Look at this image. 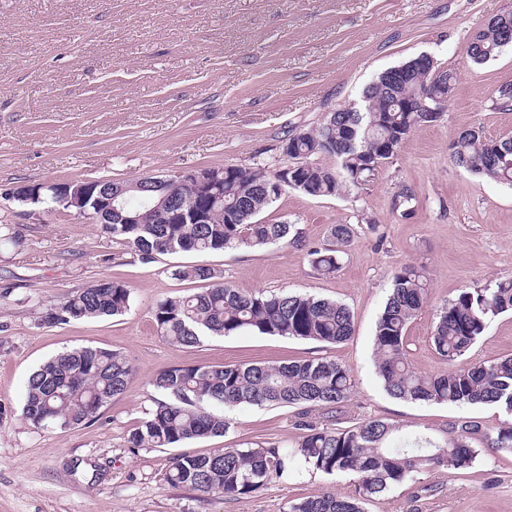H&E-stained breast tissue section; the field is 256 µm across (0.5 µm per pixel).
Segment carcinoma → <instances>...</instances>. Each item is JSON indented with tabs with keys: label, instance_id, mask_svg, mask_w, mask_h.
Masks as SVG:
<instances>
[{
	"label": "carcinoma",
	"instance_id": "1",
	"mask_svg": "<svg viewBox=\"0 0 512 512\" xmlns=\"http://www.w3.org/2000/svg\"><path fill=\"white\" fill-rule=\"evenodd\" d=\"M512 45V10L494 18L467 45V56L485 63ZM460 73L441 67L434 79L393 85L380 74L363 91L360 102L330 112L312 130L299 129L281 140L288 164L274 173L259 167H224L223 198L207 201L186 181L148 188L139 180L113 184L118 211L107 214L103 231L123 243L142 261L157 254L192 251L208 254L226 249H260L284 239L299 241L294 225L268 223L260 215L282 194L281 184L311 197H335L346 184L358 186L395 157L415 129L441 119ZM425 92L438 112H417L409 100ZM336 159L332 169L316 162ZM450 158L465 171L512 186V136L488 139L478 129L459 132ZM59 184H20L13 200L25 205L59 203ZM170 194L177 205L162 204ZM198 212L204 223L188 224L183 214ZM331 244L309 250L317 275L331 277L351 242V229L334 224ZM182 280H203L208 288L159 302L153 312L158 335L195 346L210 335L242 331L293 337L336 345L353 333L350 309L337 301L306 294H266L224 281L206 265L175 270ZM429 273L408 263L393 275L392 291L375 328L374 350L379 377L392 397L404 401L492 405L512 417V356L460 367L457 362L484 335L489 321L512 312V278L484 288H463L444 304L432 331L436 353L448 369L422 374L405 350L411 322L427 303ZM130 306V288L121 281L100 280L73 292L50 309L49 323H68L120 316ZM133 376L127 358L114 350L83 347L56 355L28 379L23 415L37 427L61 430L92 421L113 398L123 394ZM152 385L164 394L128 436L132 448H173L190 440L222 437L230 419L218 407L273 404L296 409L302 436L289 451L273 442L215 448L207 454H176L167 473L170 484L206 496H248L283 477L294 459L326 475H354V492L341 496L323 491L290 506V512H363V500L382 495L425 470H466L474 466L476 442L492 452L512 456V420L495 435L474 420L453 422L434 438L419 434L397 438L398 428L373 419L341 426L355 388L351 369L325 356L279 365L175 367L157 373Z\"/></svg>",
	"mask_w": 512,
	"mask_h": 512
}]
</instances>
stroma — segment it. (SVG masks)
I'll list each match as a JSON object with an SVG mask.
<instances>
[{
	"label": "stroma",
	"instance_id": "35a3bbf8",
	"mask_svg": "<svg viewBox=\"0 0 512 512\" xmlns=\"http://www.w3.org/2000/svg\"><path fill=\"white\" fill-rule=\"evenodd\" d=\"M512 0H0V225L21 234L0 246V512H288L323 490L347 495L351 475L296 466L243 498L169 485L174 452L299 440L294 408L241 405L223 437L178 449L127 442L161 394L150 383L178 366L281 364L329 356L349 367V422L381 419L400 437L434 434L471 418L495 432L504 415L487 405L407 402L377 374L374 332L403 264L426 266L428 301L408 330L407 351L424 374L445 369L430 336L434 314L462 288L512 277V186L472 175L450 159L460 130L512 136V111L493 106L512 83V48L483 64L471 36ZM428 53L461 80L440 121L412 132L375 179L336 197L288 188L264 212L296 225L304 246L141 261L99 225L56 205L8 196L21 181L137 179L227 165H286L280 140L351 107L381 72ZM404 187L415 211L393 209ZM345 224L353 240L333 277L311 268L307 250ZM206 264L251 289L303 293L347 305L351 338L313 340L241 332L186 347L156 332L158 302L201 291L173 276ZM124 282L119 317L50 324L48 311L100 280ZM84 346L122 352L134 374L127 391L85 425L34 427L22 413L26 382L47 359ZM512 355V314L493 318L462 365ZM365 512H512V457L480 451L473 468L433 470L372 497Z\"/></svg>",
	"mask_w": 512,
	"mask_h": 512
}]
</instances>
